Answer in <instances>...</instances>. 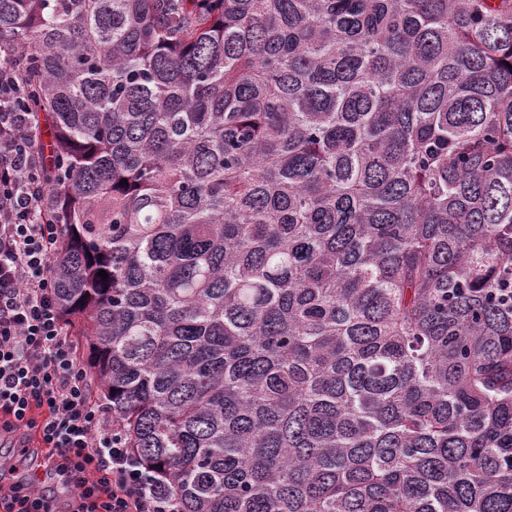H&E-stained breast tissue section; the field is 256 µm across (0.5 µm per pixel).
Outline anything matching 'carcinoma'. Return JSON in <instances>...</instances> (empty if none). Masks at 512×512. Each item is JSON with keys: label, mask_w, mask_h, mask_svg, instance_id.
Returning a JSON list of instances; mask_svg holds the SVG:
<instances>
[{"label": "carcinoma", "mask_w": 512, "mask_h": 512, "mask_svg": "<svg viewBox=\"0 0 512 512\" xmlns=\"http://www.w3.org/2000/svg\"><path fill=\"white\" fill-rule=\"evenodd\" d=\"M0 43L180 512H512V0H0Z\"/></svg>", "instance_id": "obj_1"}]
</instances>
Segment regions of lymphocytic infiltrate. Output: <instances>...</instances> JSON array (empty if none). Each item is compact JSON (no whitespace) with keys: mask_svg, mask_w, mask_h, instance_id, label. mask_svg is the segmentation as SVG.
Listing matches in <instances>:
<instances>
[{"mask_svg":"<svg viewBox=\"0 0 512 512\" xmlns=\"http://www.w3.org/2000/svg\"><path fill=\"white\" fill-rule=\"evenodd\" d=\"M23 94L0 47V438L24 453L38 445L71 496L60 504L31 483L0 487V512H180L92 397L66 334L50 268L59 239L50 166Z\"/></svg>","mask_w":512,"mask_h":512,"instance_id":"lymphocytic-infiltrate-1","label":"lymphocytic infiltrate"}]
</instances>
